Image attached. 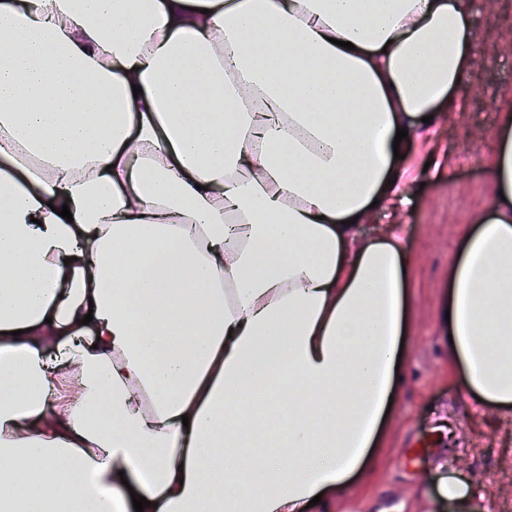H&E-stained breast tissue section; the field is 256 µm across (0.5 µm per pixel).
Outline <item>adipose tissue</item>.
Wrapping results in <instances>:
<instances>
[{"label": "adipose tissue", "instance_id": "1", "mask_svg": "<svg viewBox=\"0 0 512 512\" xmlns=\"http://www.w3.org/2000/svg\"><path fill=\"white\" fill-rule=\"evenodd\" d=\"M469 7L0 0V512H135L125 483L144 512H306L373 477L417 271L400 225L356 226L406 204ZM486 170L448 373L504 408L511 113ZM412 496L488 512L457 474Z\"/></svg>", "mask_w": 512, "mask_h": 512}]
</instances>
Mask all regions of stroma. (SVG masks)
<instances>
[{"label":"stroma","mask_w":512,"mask_h":512,"mask_svg":"<svg viewBox=\"0 0 512 512\" xmlns=\"http://www.w3.org/2000/svg\"><path fill=\"white\" fill-rule=\"evenodd\" d=\"M468 23L477 61L435 132L436 161L416 171L398 217L418 281L403 381L384 425L387 461L337 512H426L411 492L438 469L463 473L489 512H512V408L491 411L459 396L441 318L459 232L490 203L485 161L503 113H512V0H471Z\"/></svg>","instance_id":"35a3bbf8"}]
</instances>
